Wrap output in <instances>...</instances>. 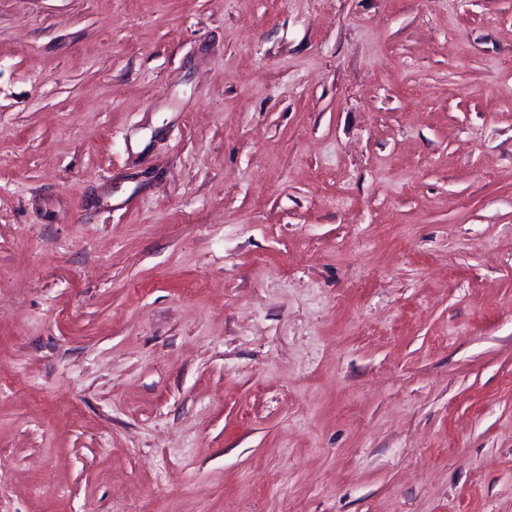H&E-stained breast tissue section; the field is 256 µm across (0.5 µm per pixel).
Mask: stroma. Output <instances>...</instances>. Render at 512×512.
Instances as JSON below:
<instances>
[{
	"mask_svg": "<svg viewBox=\"0 0 512 512\" xmlns=\"http://www.w3.org/2000/svg\"><path fill=\"white\" fill-rule=\"evenodd\" d=\"M0 512H512V0H0Z\"/></svg>",
	"mask_w": 512,
	"mask_h": 512,
	"instance_id": "35a3bbf8",
	"label": "stroma"
}]
</instances>
